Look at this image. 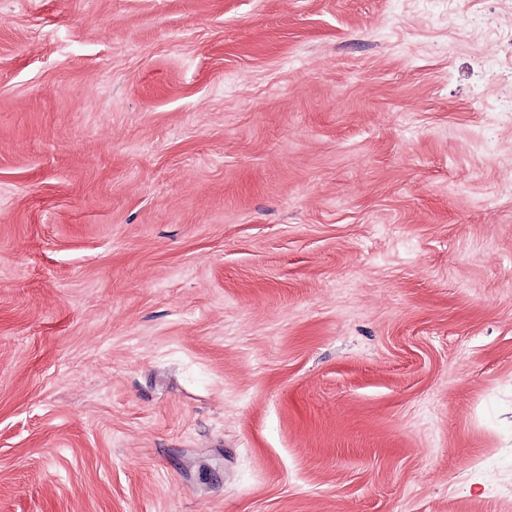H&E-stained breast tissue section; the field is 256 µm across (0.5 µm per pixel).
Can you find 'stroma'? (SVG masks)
Returning a JSON list of instances; mask_svg holds the SVG:
<instances>
[{"instance_id": "obj_1", "label": "stroma", "mask_w": 512, "mask_h": 512, "mask_svg": "<svg viewBox=\"0 0 512 512\" xmlns=\"http://www.w3.org/2000/svg\"><path fill=\"white\" fill-rule=\"evenodd\" d=\"M0 512H512V0H0Z\"/></svg>"}]
</instances>
